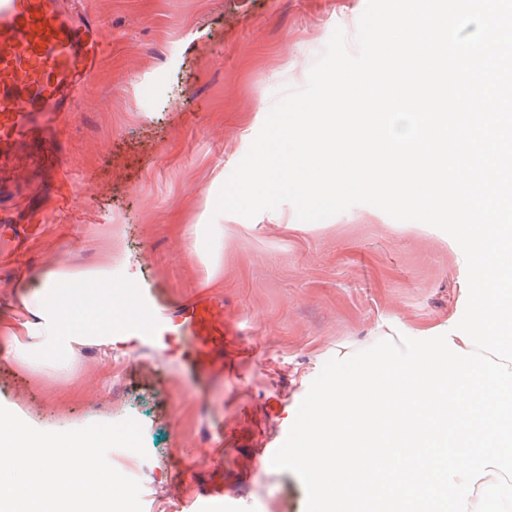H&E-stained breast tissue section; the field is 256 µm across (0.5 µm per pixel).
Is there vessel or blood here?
<instances>
[{"instance_id": "b4317fda", "label": "vessel or blood", "mask_w": 512, "mask_h": 512, "mask_svg": "<svg viewBox=\"0 0 512 512\" xmlns=\"http://www.w3.org/2000/svg\"><path fill=\"white\" fill-rule=\"evenodd\" d=\"M103 49L100 23L78 13L72 0H0V159L20 142H43L46 180L65 177L48 129L72 112ZM133 307L152 315L149 332L163 337L170 354L199 371L214 368L229 331L213 300L196 298L176 316L147 294L135 296ZM223 502V489L202 487L185 512H216Z\"/></svg>"}]
</instances>
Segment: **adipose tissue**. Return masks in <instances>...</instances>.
<instances>
[{
	"label": "adipose tissue",
	"mask_w": 512,
	"mask_h": 512,
	"mask_svg": "<svg viewBox=\"0 0 512 512\" xmlns=\"http://www.w3.org/2000/svg\"><path fill=\"white\" fill-rule=\"evenodd\" d=\"M100 277V272L93 270L81 272L55 270L45 273L42 280L44 293H51L57 283L63 280L78 288L68 307L62 308L50 304L45 307L46 312L52 318L54 328L53 335L47 342L49 349H69L73 335L77 332L85 336L111 335L112 315L124 309V292L121 287L111 285L106 291L98 294L95 311L91 314L85 311L86 297L80 292L81 286L100 279Z\"/></svg>",
	"instance_id": "adipose-tissue-1"
}]
</instances>
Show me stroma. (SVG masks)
Returning a JSON list of instances; mask_svg holds the SVG:
<instances>
[{
  "label": "stroma",
  "mask_w": 512,
  "mask_h": 512,
  "mask_svg": "<svg viewBox=\"0 0 512 512\" xmlns=\"http://www.w3.org/2000/svg\"><path fill=\"white\" fill-rule=\"evenodd\" d=\"M98 17L103 55L56 136L68 163L43 198L40 147L17 145L0 177L5 207L42 210L21 268L0 266V405L66 431L135 418L147 457L109 462L141 484L143 512L223 486L235 512H306L293 473L266 461L336 346L372 330L438 336L464 307L467 267L445 232L356 205L305 222L215 214L218 192L273 103L303 88L335 28L356 49L366 0H77ZM213 223L212 251H196ZM106 268L112 282L158 289L172 310L212 297L237 333L224 367L185 370L127 326L109 345L41 357L52 327L33 284L53 267ZM222 454H212L215 435Z\"/></svg>",
  "instance_id": "1"
}]
</instances>
